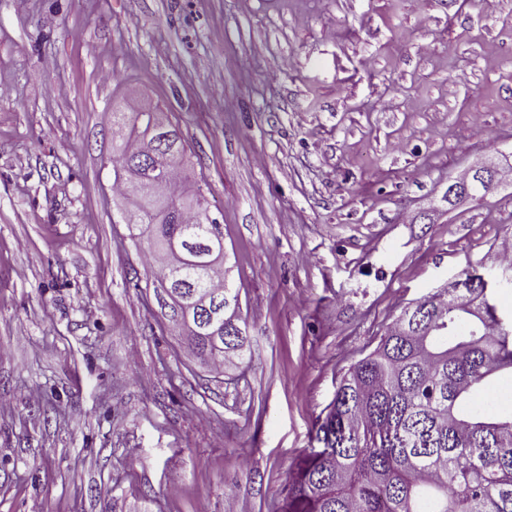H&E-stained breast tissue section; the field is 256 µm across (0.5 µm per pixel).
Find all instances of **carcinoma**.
I'll use <instances>...</instances> for the list:
<instances>
[{
	"instance_id": "cac0c4a2",
	"label": "carcinoma",
	"mask_w": 512,
	"mask_h": 512,
	"mask_svg": "<svg viewBox=\"0 0 512 512\" xmlns=\"http://www.w3.org/2000/svg\"><path fill=\"white\" fill-rule=\"evenodd\" d=\"M145 119L114 112L113 135ZM120 148L148 174L151 165L140 161L146 143L123 139ZM155 232L192 259L224 236L222 224L190 214ZM152 260L158 285L215 296L201 323L238 305L239 292L206 276L204 266L173 271L162 250ZM464 276L468 287L403 307L377 346L342 374L316 429L317 446L290 468L278 512H512V415L475 406L494 375L512 371V313H498L495 289L477 267ZM222 342L224 353L213 354L202 330L189 348L211 367L245 356L247 336L235 325H224ZM354 420L364 435L347 431Z\"/></svg>"
}]
</instances>
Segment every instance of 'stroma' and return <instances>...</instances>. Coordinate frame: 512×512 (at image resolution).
Returning a JSON list of instances; mask_svg holds the SVG:
<instances>
[{
  "instance_id": "1",
  "label": "stroma",
  "mask_w": 512,
  "mask_h": 512,
  "mask_svg": "<svg viewBox=\"0 0 512 512\" xmlns=\"http://www.w3.org/2000/svg\"><path fill=\"white\" fill-rule=\"evenodd\" d=\"M0 512H277L341 373L468 265L499 277L512 0H0ZM167 111L249 347L187 350L112 189ZM146 112L152 113L149 130L146 137V142L150 145L148 155L154 159L155 163H170V157L164 148L165 139L159 137L161 133L169 128L168 116L165 112L154 108H144L139 112L134 113L133 116L127 117L125 112H113L112 114V130L113 136H117L121 141L119 149H123L126 154L130 155L133 164L138 167L144 175H148L151 164L140 161V156L145 152L147 144L137 140L122 139L120 130L122 127L131 130L139 122L140 124L149 117L145 115ZM138 127V124H137ZM499 168L495 164H485L480 167H471L466 169L460 176L449 180L448 196L457 195L461 198L484 197L486 193L501 186L502 177L504 180H512V168L505 169L500 172V180L498 177Z\"/></svg>"
}]
</instances>
